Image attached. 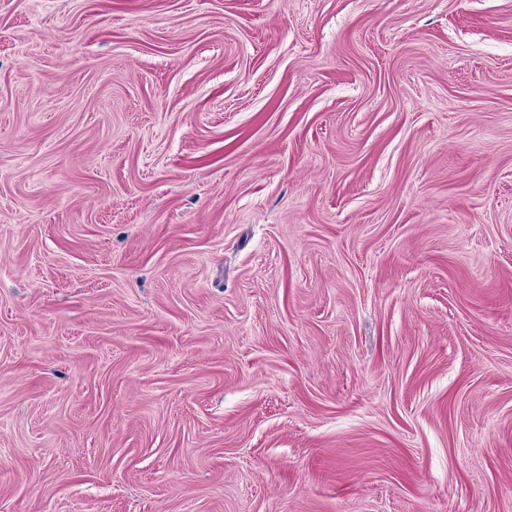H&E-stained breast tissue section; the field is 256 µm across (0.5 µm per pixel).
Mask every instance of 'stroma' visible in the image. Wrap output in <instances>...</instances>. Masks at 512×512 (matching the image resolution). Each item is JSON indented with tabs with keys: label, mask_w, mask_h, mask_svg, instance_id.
I'll return each mask as SVG.
<instances>
[{
	"label": "stroma",
	"mask_w": 512,
	"mask_h": 512,
	"mask_svg": "<svg viewBox=\"0 0 512 512\" xmlns=\"http://www.w3.org/2000/svg\"><path fill=\"white\" fill-rule=\"evenodd\" d=\"M0 512H512V0H0Z\"/></svg>",
	"instance_id": "stroma-1"
}]
</instances>
